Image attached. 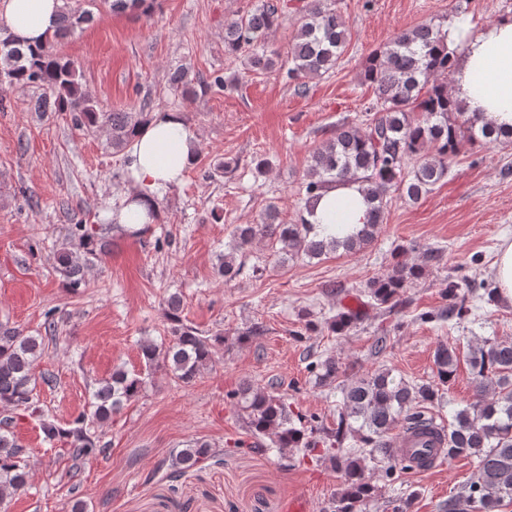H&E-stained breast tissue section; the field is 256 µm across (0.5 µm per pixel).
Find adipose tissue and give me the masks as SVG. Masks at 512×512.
I'll return each instance as SVG.
<instances>
[{
    "label": "adipose tissue",
    "mask_w": 512,
    "mask_h": 512,
    "mask_svg": "<svg viewBox=\"0 0 512 512\" xmlns=\"http://www.w3.org/2000/svg\"><path fill=\"white\" fill-rule=\"evenodd\" d=\"M63 5V0H0V19L15 41L35 46L53 30ZM445 34L447 45L462 47L455 61L453 100L466 114L512 125V18L488 23L474 36L468 23L456 18ZM196 143L195 131L178 111L155 113L138 130L125 152L131 187L118 223L134 227L158 221L157 201L194 164ZM367 212L360 185L350 183L323 192L308 220L324 235L332 224L365 223Z\"/></svg>",
    "instance_id": "ef3b65f1"
}]
</instances>
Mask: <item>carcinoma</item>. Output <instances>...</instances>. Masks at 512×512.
I'll list each match as a JSON object with an SVG mask.
<instances>
[{"label": "carcinoma", "mask_w": 512, "mask_h": 512, "mask_svg": "<svg viewBox=\"0 0 512 512\" xmlns=\"http://www.w3.org/2000/svg\"><path fill=\"white\" fill-rule=\"evenodd\" d=\"M156 0H65L59 20L46 44L38 51L15 43L0 28V81L28 93L35 112H71L77 126L87 130L108 131L112 149H125L137 129L150 116L140 112H107L83 89L75 64L59 55L55 45L70 37L83 25L102 17L106 11L123 13L129 9L148 12ZM333 0H308L301 25L294 36L288 59L280 64L288 79L298 82L336 67L348 43L349 32ZM283 6L267 0L262 7L224 26V52L235 55L260 42L267 31L279 25ZM439 29L430 23L397 33L382 50L367 59L363 80L375 87L376 105L365 123H343L333 136L313 150L305 173V203L295 224L277 223V210H265L259 224L235 227V244L222 256L220 268L226 278L238 276L243 265L236 254L258 235L275 239L281 250L291 256L317 258L343 250L357 253L375 240L383 223L390 191L417 202L448 175L449 164L465 145L477 142L508 147L512 145V127L505 129L474 116H464L448 92L453 74L448 47ZM171 83L186 93H205L224 88L220 75L211 80L192 82L182 71L175 72ZM359 182L369 205L365 223L342 236L321 238L316 225L305 215L312 213L314 201L322 191L347 182ZM72 242L60 247L55 255L57 269L71 288L86 286L85 269L106 252L107 241L75 224ZM424 263L405 266L397 263L390 273L367 284L364 293L374 309L394 312L405 304L403 291L420 278L426 265L438 263L440 252L423 249ZM448 306L437 313L420 316L428 320H462L468 315L473 289L456 284L445 289ZM169 333L173 337L162 348L152 340L141 343V355L147 370L158 357L184 383H189L211 362L218 336H205L184 324L178 315L180 300L167 301ZM367 318L362 310L340 311L327 328L338 335ZM44 338L26 335L17 327L0 324V406L22 410L43 417L33 391L37 378L35 362L44 353ZM459 357L453 346L441 344L434 352L438 379L446 384L454 377ZM468 362L473 371L475 400L453 409L451 419L442 422L447 429V458L472 457L476 471L470 481L448 500V512H495L506 500L512 502V341L484 337L470 347ZM318 379L332 384L344 374L338 360L327 356L316 362ZM146 385L142 374L116 370L97 382L84 410L62 429L43 421L45 440L67 446L75 461H89L101 452L91 429L112 419L128 401L137 397ZM342 406L336 427L310 429L293 414L278 395L250 386L238 393L237 407L257 436L269 439L280 450L303 448L334 463L343 488L328 506V512H361L375 496L377 488L369 476L373 463L391 475L396 470H412L410 464L396 459L387 448V437L399 421L424 431L430 423L420 407L439 404L438 387L416 384L388 369H379L367 377L340 385ZM12 417L0 420V505L23 491L29 483L26 448L12 431ZM357 445L343 449L347 438ZM215 450L202 440H195L171 456V466L184 472L210 457Z\"/></svg>", "instance_id": "carcinoma-1"}]
</instances>
